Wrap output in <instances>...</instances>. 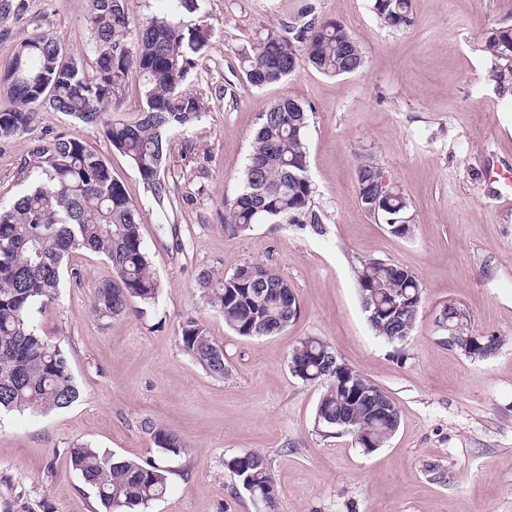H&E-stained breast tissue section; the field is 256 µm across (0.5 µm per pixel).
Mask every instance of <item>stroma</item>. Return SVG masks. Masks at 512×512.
Here are the masks:
<instances>
[{
  "instance_id": "35a3bbf8",
  "label": "stroma",
  "mask_w": 512,
  "mask_h": 512,
  "mask_svg": "<svg viewBox=\"0 0 512 512\" xmlns=\"http://www.w3.org/2000/svg\"><path fill=\"white\" fill-rule=\"evenodd\" d=\"M342 22L364 66L329 77L308 66L262 88L242 59L268 29L298 21L306 4ZM89 0H0V69L15 45L45 32L84 54ZM414 24L394 29L373 0H203L182 12L206 19L208 43L191 84L200 118L171 136L161 171L169 201L158 206L102 128L38 109L25 133L0 138V204L33 181L40 140H84L112 167L137 205L141 234L162 289L146 313L102 321L96 284L112 276L104 257L77 253L58 297L34 309L42 335L67 354L79 398L46 414L0 417V512H96L92 489L67 450H99L169 469V490L148 512H264L225 462L265 454L278 512H512V97L488 77L479 36L512 26V0H412ZM308 113L309 177L323 233L265 221L224 231V200L241 189L261 112L283 97ZM368 158L408 199L409 238L391 235L357 200L355 171ZM383 259L423 283L422 308L406 341L371 329L358 295L360 261ZM253 262L281 274L300 311L285 331L239 336L201 297L200 271ZM469 314L475 336L501 346L474 360L448 346L436 319L448 303ZM196 319L224 347L223 378L182 348ZM306 336L329 343L353 371L396 402L400 424L367 452L348 434L321 437L314 424L320 386L288 370ZM179 434L185 454L161 453L146 422Z\"/></svg>"
}]
</instances>
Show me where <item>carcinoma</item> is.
Wrapping results in <instances>:
<instances>
[{
    "label": "carcinoma",
    "mask_w": 512,
    "mask_h": 512,
    "mask_svg": "<svg viewBox=\"0 0 512 512\" xmlns=\"http://www.w3.org/2000/svg\"><path fill=\"white\" fill-rule=\"evenodd\" d=\"M201 0H176L167 17L145 18L134 25L127 0H91L86 18L85 67L67 56L52 36L34 33L13 49L0 72V90L11 107L0 110V136L27 130L37 106L104 127L115 151L138 172L144 186L162 205L168 199L160 178L168 136L198 120L202 94L184 89L194 61L206 46L207 28L188 27L181 10H200ZM379 19L390 27L412 25L411 0H374ZM492 58L490 80L501 88L512 83V27H490L481 35ZM337 77L364 64L361 49L346 29L308 5L288 34L269 29L255 51L244 57L246 81L261 88L281 82L301 65ZM140 80L142 107L135 121L109 123L105 116L120 101L132 76ZM308 117L294 98L285 97L262 112L242 191L224 199V231L237 235L261 219L310 224L318 230L320 214L312 204L308 174ZM31 188L0 211V412H48L70 406L78 397L69 359L59 344L42 336L34 322L36 305L58 295L66 260L77 252L100 254L114 275L99 283L91 308L100 319L125 316L133 303H156L161 284L154 276L140 233L141 218L125 185L112 176L109 163L83 140L56 135L32 149ZM377 167H356L358 201L387 226L413 223L407 198L395 188L376 192ZM356 281L369 304L368 322L390 343L405 341L415 326L423 300L420 279L410 270L381 259L360 262ZM203 299L243 337L276 335L299 313L297 295L282 275L246 262L230 274L203 270L198 277ZM181 343L208 374L224 377V347L194 319L182 329ZM500 345L496 336H473L458 346L465 356L484 360ZM325 341L307 336L293 349L288 369L305 383L319 384L315 426L334 432L332 418H349L363 428L366 444H383L396 420L374 412L375 402L348 396V387L370 381L333 361ZM157 447L179 455L186 445L172 431L147 424ZM72 469L92 488L105 512H146L169 488L168 471L101 453L85 443L69 449ZM251 496L277 503V487L266 456L251 452L226 461Z\"/></svg>",
    "instance_id": "obj_1"
}]
</instances>
